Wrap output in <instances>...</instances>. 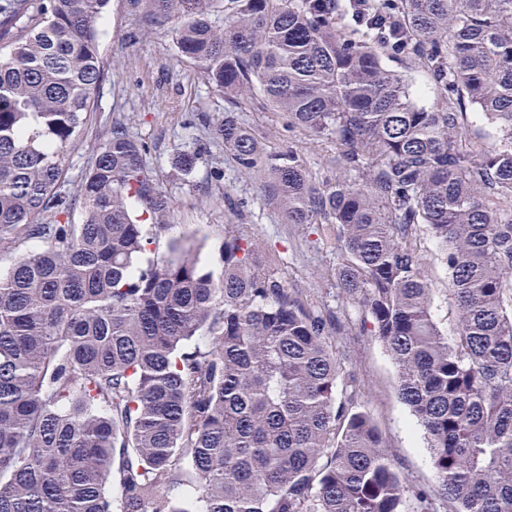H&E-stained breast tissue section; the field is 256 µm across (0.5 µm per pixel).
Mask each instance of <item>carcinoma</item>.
Masks as SVG:
<instances>
[{
  "instance_id": "obj_1",
  "label": "carcinoma",
  "mask_w": 512,
  "mask_h": 512,
  "mask_svg": "<svg viewBox=\"0 0 512 512\" xmlns=\"http://www.w3.org/2000/svg\"><path fill=\"white\" fill-rule=\"evenodd\" d=\"M110 2L0 0V252L41 242L0 277V512H512V215L494 203H512V0H383L441 88L430 107L378 31L338 29L340 0H123L132 40L177 22V55L227 103L214 138L273 173L285 223L336 225L342 300L429 449L436 485L413 492L330 349L340 324L260 271L250 239L225 233L218 279L192 244L156 252L169 199L124 126L67 189ZM255 103L332 144L336 179L264 157L234 117ZM470 107L499 142L463 133ZM417 249L424 256L426 270L436 288L435 308L441 328L448 333L453 327L454 296L452 286L445 271L442 255L435 240L426 233H421L416 241Z\"/></svg>"
}]
</instances>
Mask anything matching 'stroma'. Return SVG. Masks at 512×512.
I'll list each match as a JSON object with an SVG mask.
<instances>
[{"label":"stroma","mask_w":512,"mask_h":512,"mask_svg":"<svg viewBox=\"0 0 512 512\" xmlns=\"http://www.w3.org/2000/svg\"><path fill=\"white\" fill-rule=\"evenodd\" d=\"M138 24V17L127 13L121 0H111L99 24L108 77L83 142L67 159L69 180L78 183L91 167L113 122L126 124L146 145L153 174L171 199L160 244L174 237L194 243L208 270L218 276L222 273L218 249L225 232L235 230L248 236L262 271L298 289L303 302L315 312L339 317L343 329L333 337L332 349L343 356L346 371L364 389L360 405L382 432L391 456L399 463L402 481L413 488L434 487L427 443L398 396L395 365L382 344L364 332L361 309L343 303L340 296L336 266L341 251L334 230L326 224L313 229L284 223L268 173L241 169L232 151L213 138L211 130L223 119L225 102L193 64L177 57L173 26L129 40L128 31ZM387 64L407 80L414 102L430 106L439 101V87L405 55H389ZM239 118L267 154L294 152L315 182L335 177L330 145L289 127L286 116L255 105ZM198 149L203 155L195 170L188 175L179 171L176 155ZM416 245L436 290L440 326L451 329L454 296L441 252L425 233Z\"/></svg>","instance_id":"35a3bbf8"}]
</instances>
